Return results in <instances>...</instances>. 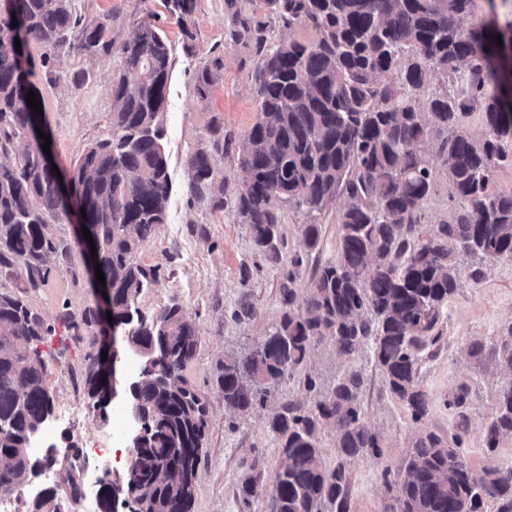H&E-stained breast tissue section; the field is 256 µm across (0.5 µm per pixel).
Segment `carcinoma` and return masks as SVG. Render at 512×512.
Masks as SVG:
<instances>
[{
  "mask_svg": "<svg viewBox=\"0 0 512 512\" xmlns=\"http://www.w3.org/2000/svg\"><path fill=\"white\" fill-rule=\"evenodd\" d=\"M198 0H163L176 20L183 46L194 48ZM290 29L309 24L310 42L272 41L264 26L234 14L230 38L254 45L258 116L238 146L246 179L235 198L240 223L253 246L271 264L282 263L277 245L279 202L322 212L337 197L336 258L315 264L307 291L297 278L321 242L322 225L304 224V251L294 254L281 285V312L268 332L238 356H224L217 383L224 409L241 414L273 402L267 431L278 443L283 465L266 477L264 461L245 465L238 497L245 507L269 496L270 512H347L348 461L381 458V437L367 425L363 409L368 350L386 389L410 411L413 422L428 413L421 384L423 360L434 355L438 327L455 294L459 251L489 260L512 261V193H494V170L508 159L512 99L500 67L512 23L501 28L472 18L473 0H264ZM26 24L42 48L30 62L24 88L12 19ZM470 20L465 26L462 21ZM112 51L106 24L78 14L73 0H5L0 12V274L18 273L23 291L0 289V492L22 491L37 473L29 445L37 426L55 410L47 384L48 362L40 345L56 326L30 306L27 296L45 287L50 258L72 261L76 244L58 237L65 204L53 172L31 145H21L32 113L31 78L52 73L62 54L96 56ZM112 78L111 131L81 152L72 165V189L86 211L97 263L111 289V313L125 343L147 353L151 370L139 373L123 404L144 418L137 449L140 512H193L198 464L209 423L205 395L184 375L200 348L199 326L172 302L152 315L137 307L143 291L159 282L160 268L146 267L140 247L166 223L172 183L162 140V114L174 64L171 41L143 16L134 36L117 50ZM441 93L424 95L432 78ZM486 136L476 144L462 120L475 109ZM448 132L439 147L457 208L450 223L420 229L422 207L434 189L433 167L420 145L434 132ZM191 193L212 184L204 149L188 157ZM58 323L74 340L93 331L96 311L68 310ZM332 341L347 363L329 387L303 374L319 342ZM478 370L493 363L512 368V325L508 336L487 349L467 346ZM305 375L307 396L281 402L279 388ZM81 382L93 405L108 398L107 384L92 355ZM471 386L458 385L446 406L454 423L448 433L421 430L396 474L381 472L387 498L383 512H512V460L475 473L461 452L468 429ZM334 432L336 465L322 456V433ZM512 435V380L497 395L484 426V446L493 453ZM28 500L27 512H48L56 496L76 494L67 471Z\"/></svg>",
  "mask_w": 512,
  "mask_h": 512,
  "instance_id": "carcinoma-1",
  "label": "carcinoma"
}]
</instances>
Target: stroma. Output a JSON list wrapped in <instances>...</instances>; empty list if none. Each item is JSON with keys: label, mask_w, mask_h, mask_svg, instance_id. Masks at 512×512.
<instances>
[{"label": "stroma", "mask_w": 512, "mask_h": 512, "mask_svg": "<svg viewBox=\"0 0 512 512\" xmlns=\"http://www.w3.org/2000/svg\"><path fill=\"white\" fill-rule=\"evenodd\" d=\"M78 14L107 24L114 45L129 40L136 22L147 12L158 15L157 23L175 48L167 107L163 114L164 149L169 159L172 191L167 204V222L143 242L142 263L161 267L168 277L147 288L138 298L144 314H152L176 301L186 316L195 321L201 333V347L184 375L207 397L211 416L195 486L193 512H269L268 498L244 506L237 495V482L243 465L253 456L264 458L268 469L283 463L277 444L265 426L266 412L252 410L245 415L226 412L224 397L216 383L217 366L225 353L243 350L254 339L265 335L280 312V286L286 267L268 266L257 251L234 207V196L245 174L238 164L237 147L257 116L254 71L257 63L250 42L229 39L231 15L260 21L272 39H308L309 26L285 28L270 14L263 0H235L228 9L225 0H198L195 14L198 39L194 53H185L182 36L173 20L167 18L161 0H73ZM114 54L94 58L80 55L58 57L51 79L36 82L47 130L54 143V158L61 169L96 140L110 132L111 80ZM210 69L217 78L207 96L196 90L198 74ZM438 140L426 149L432 154L435 189L423 205V226L451 221L455 209L450 199L448 177L437 159ZM205 149L213 167L214 182L202 196L189 194L187 159ZM341 200H333L320 213L285 205L281 208L283 256L302 250L301 227L321 225L322 236L314 257L319 261L336 254V216ZM52 272L46 288L28 301L47 321H56L63 310L81 313L95 302L81 258L71 263L51 261ZM250 268L249 281H242V268ZM481 269L480 280H473V269ZM458 289L444 307L439 323L442 338L434 354L421 368V383L429 396L428 413L414 423L405 406L384 389L383 376L374 365H367L363 405L368 424L381 437L382 458L362 456L350 464L351 496L349 512H382L386 496L381 481L383 467L399 471L411 452L419 429L447 431L453 415L445 405L449 393L460 382H468L473 401L469 426L462 450L474 472L512 458V436L503 437L495 453H487L483 428L493 414L498 389L512 378V369L497 366L476 372L466 355L468 344L479 341L490 345L506 335L512 325V261L479 260L458 255L455 268ZM252 305L249 319H234L241 303ZM91 337L76 342L65 331L47 341L43 353L51 360L48 383L55 395L56 408L79 402V423L58 432L60 448L82 447L86 437L104 434L107 426L83 389L72 379L92 352Z\"/></svg>", "instance_id": "stroma-1"}]
</instances>
